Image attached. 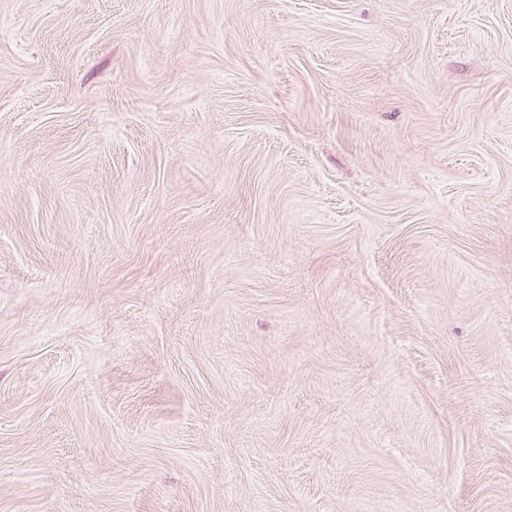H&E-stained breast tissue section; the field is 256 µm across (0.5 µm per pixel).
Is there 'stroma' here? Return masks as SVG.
<instances>
[{
    "mask_svg": "<svg viewBox=\"0 0 512 512\" xmlns=\"http://www.w3.org/2000/svg\"><path fill=\"white\" fill-rule=\"evenodd\" d=\"M0 512H512V0H0Z\"/></svg>",
    "mask_w": 512,
    "mask_h": 512,
    "instance_id": "35a3bbf8",
    "label": "stroma"
}]
</instances>
